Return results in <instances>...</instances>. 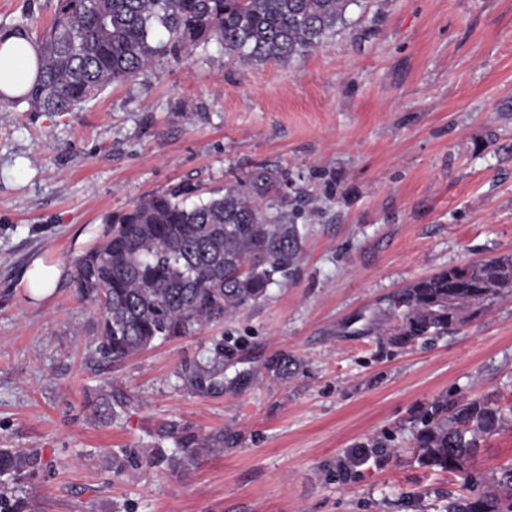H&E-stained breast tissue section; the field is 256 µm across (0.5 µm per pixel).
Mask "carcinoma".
<instances>
[{"label":"carcinoma","mask_w":512,"mask_h":512,"mask_svg":"<svg viewBox=\"0 0 512 512\" xmlns=\"http://www.w3.org/2000/svg\"><path fill=\"white\" fill-rule=\"evenodd\" d=\"M360 0H56L50 27L37 32L20 22L0 30V49L11 37L34 50L32 82L17 95L0 91V103L29 112H73L114 83L132 82L155 61L191 57L214 41L224 54L249 62L288 63L318 47L350 23ZM277 175L264 167L192 206L188 187L144 198L112 214V231L73 264L72 281L96 305L100 327L96 352L121 362L156 342L194 336L267 296L300 262L303 236L287 218L288 196L272 193ZM512 293V254L470 271L450 266L403 288L391 301L396 325L390 344L403 348L462 327L492 300ZM279 380L294 377L299 362L278 353L264 365ZM195 394L224 389V341L178 375ZM122 399L102 397L95 416L111 421ZM413 449L419 464L462 472L480 441L512 422V405L492 396L448 402L441 396L419 417ZM234 441L218 431L202 434L177 422L156 433L146 458L124 452L125 464L162 463L186 471L204 454ZM33 452L0 448V512H23L14 485L37 469ZM468 495L448 503V512H501L512 499V469L492 482L469 480Z\"/></svg>","instance_id":"1"}]
</instances>
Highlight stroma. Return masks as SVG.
<instances>
[{"label": "stroma", "instance_id": "obj_1", "mask_svg": "<svg viewBox=\"0 0 512 512\" xmlns=\"http://www.w3.org/2000/svg\"><path fill=\"white\" fill-rule=\"evenodd\" d=\"M53 10L0 0V26L41 28ZM348 17L285 64L213 42L73 112H0V448L41 455L26 512H446L469 476L512 468V423L464 473L411 448L439 395L512 403V295L426 342L381 334L406 284L512 254V0H369ZM260 166L300 196L293 276L198 335L103 360L73 260L138 199L190 183L205 200ZM36 258L60 271L44 299L21 283ZM218 339L225 379L244 386L180 389ZM280 352L301 361L294 378L262 375ZM111 394L127 405L105 424L94 403ZM171 421L239 442L181 473H112V456L152 448Z\"/></svg>", "mask_w": 512, "mask_h": 512}]
</instances>
